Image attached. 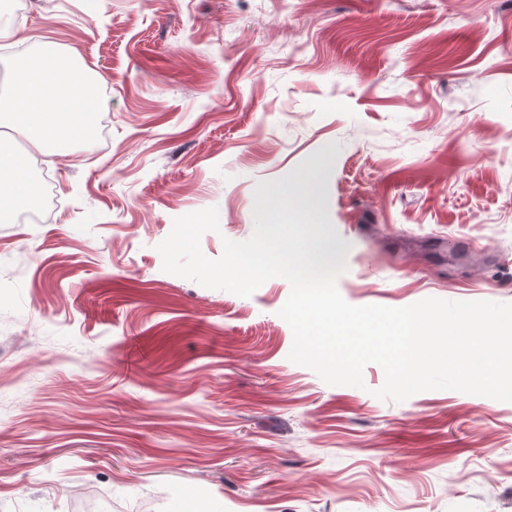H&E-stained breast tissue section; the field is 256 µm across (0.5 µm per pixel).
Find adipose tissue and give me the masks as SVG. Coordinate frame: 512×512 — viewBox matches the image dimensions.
I'll use <instances>...</instances> for the list:
<instances>
[{"mask_svg":"<svg viewBox=\"0 0 512 512\" xmlns=\"http://www.w3.org/2000/svg\"><path fill=\"white\" fill-rule=\"evenodd\" d=\"M9 76L10 89L0 94V124L21 130L31 149L67 154L85 135V117L96 107L87 72L61 64L54 42L43 40L11 66ZM36 198L27 157L0 134V217L28 210Z\"/></svg>","mask_w":512,"mask_h":512,"instance_id":"ef3b65f1","label":"adipose tissue"}]
</instances>
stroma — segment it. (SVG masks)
<instances>
[{
	"label": "stroma",
	"instance_id": "obj_1",
	"mask_svg": "<svg viewBox=\"0 0 512 512\" xmlns=\"http://www.w3.org/2000/svg\"><path fill=\"white\" fill-rule=\"evenodd\" d=\"M104 84L107 137L30 152L54 206L0 223V512H512V402L405 401L288 358L282 277L163 271L254 230L307 173L349 304L512 303V0H24ZM476 253L449 258L456 240Z\"/></svg>",
	"mask_w": 512,
	"mask_h": 512
}]
</instances>
